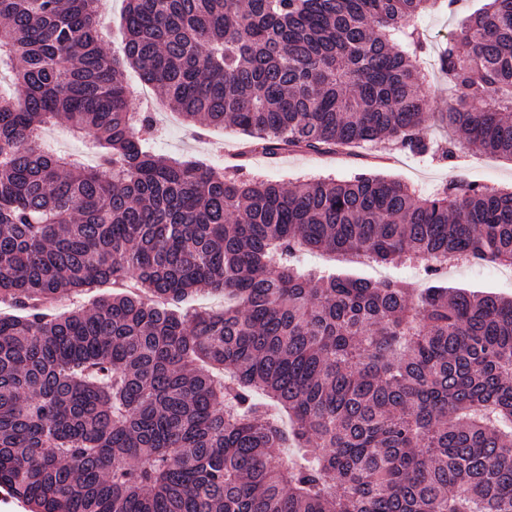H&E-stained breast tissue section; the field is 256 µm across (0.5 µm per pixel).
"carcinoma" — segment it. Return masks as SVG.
Returning <instances> with one entry per match:
<instances>
[{
  "instance_id": "obj_1",
  "label": "carcinoma",
  "mask_w": 512,
  "mask_h": 512,
  "mask_svg": "<svg viewBox=\"0 0 512 512\" xmlns=\"http://www.w3.org/2000/svg\"><path fill=\"white\" fill-rule=\"evenodd\" d=\"M125 2L114 55L97 0H0V488L29 512H512V298L439 280L512 267V191L162 158L123 77L253 151L450 159L435 119L512 160V0L448 38L437 114L415 22L440 0ZM61 116L95 166L41 147ZM314 251L433 285L303 270ZM202 286L224 310L182 311Z\"/></svg>"
}]
</instances>
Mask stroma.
<instances>
[{
    "label": "stroma",
    "instance_id": "stroma-1",
    "mask_svg": "<svg viewBox=\"0 0 512 512\" xmlns=\"http://www.w3.org/2000/svg\"><path fill=\"white\" fill-rule=\"evenodd\" d=\"M481 4V0H458L455 9L437 5L427 11L418 26L424 39V63L429 76L423 93L434 112L447 111L451 101L446 76L437 66L442 45L466 17ZM136 108L153 116V133L148 145L163 155L176 159H195L245 179H258L289 185L313 177H332L346 180L358 173H369L397 180L421 196H426L448 183L460 185L480 184L490 188L512 187V161L507 158L478 151L462 134L448 136L439 127H432L427 137L439 145L455 141V156L444 159L433 155H420L390 142L367 144L336 154H316L299 150H280L276 154L245 152L246 138L234 128L200 129L187 126L172 112L159 93L147 92L137 99ZM304 263L310 267L354 271L379 279L400 278L423 287L420 273L399 263L377 268L360 263L353 256L329 258L309 254ZM449 287L469 291H489L512 297V268H483L470 263L450 266L444 273Z\"/></svg>",
    "mask_w": 512,
    "mask_h": 512
}]
</instances>
